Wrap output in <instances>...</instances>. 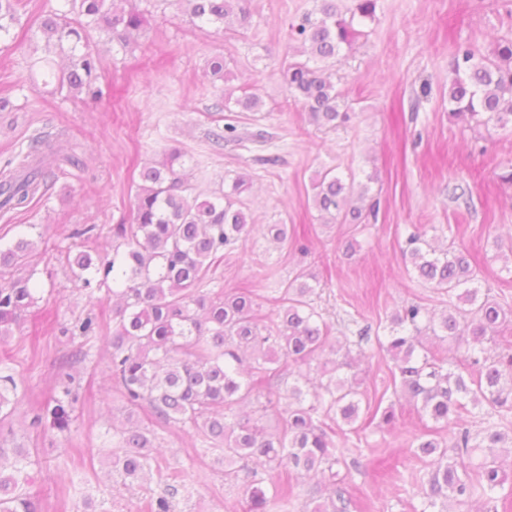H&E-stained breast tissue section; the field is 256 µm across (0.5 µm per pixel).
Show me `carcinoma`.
<instances>
[{
	"mask_svg": "<svg viewBox=\"0 0 512 512\" xmlns=\"http://www.w3.org/2000/svg\"><path fill=\"white\" fill-rule=\"evenodd\" d=\"M66 12L50 11L39 21L43 55L30 60L29 80L98 102L111 95L101 81L104 62L94 47L93 33H104L121 48L133 33L145 28L147 11L131 0H67ZM193 24L216 29L246 28L248 0H183ZM313 13L291 24L290 39L306 47L307 57L287 56L280 64L288 92L302 103L318 125L336 126L350 119L339 110L341 94L323 77L318 63L352 47L365 36L355 18H371L376 0H353L344 14L341 0H314ZM25 0H0V41L10 35ZM66 55L65 70H55L53 54ZM448 118L486 129L512 127V40L498 44L488 55L468 44L457 46L451 62ZM262 100L247 91L235 97L224 93L215 108L233 112L240 107L256 112ZM59 158L78 167L82 161L63 152L49 137L31 141L16 170L0 172V211L28 204L47 188L46 160ZM134 197L133 223L112 225V252L95 247L65 256L78 290L105 292L112 300V379L128 420L150 412L155 426L189 427L220 452L226 476L246 474L243 494L248 512H286L288 485L273 481L283 470L307 477L330 471L333 496L312 512H349L350 499L336 482L333 467L342 450L329 433L360 418L361 382L354 373L350 350L330 343L332 326L313 306L312 274L301 272L279 297L275 317L264 320L254 293L242 288L232 296L206 288L209 274L251 232L241 195L251 187L245 174L232 178L230 191L201 197L185 181L182 154L164 153L161 161L142 168ZM312 205L329 216L328 222L365 224L376 219L378 202L363 204L369 187L348 181L328 169L317 175ZM36 246L25 236L0 246V342L13 335L24 313L35 303ZM405 266L436 290L448 294L449 309L437 314L420 303L392 315L387 336L379 346L387 352L400 377L399 394L417 413L448 431V444L432 435L416 438L415 455L428 467L422 512H451L477 496L492 497L508 474L497 463L494 449L508 436L494 427L472 436L461 427L468 406L502 407L512 401V344L504 353L484 356L483 343L498 331L503 308L482 291L471 255L452 246L437 250L427 231L409 234L402 249ZM24 274L19 275L17 271ZM63 334L86 341L105 335L92 313L63 326ZM467 346L470 368L455 358L439 356L422 342V335ZM283 360L299 368L286 388L288 404L267 400L263 411L277 420L270 430L258 420L242 417L239 406L251 401L258 388L272 389L277 376L272 364ZM20 381L0 365V425L15 411L13 396ZM80 400L74 378L66 375L60 393L32 413L30 426L46 424L70 430ZM107 460L125 478L135 481L152 469V432L139 425L114 433L103 443ZM481 453L478 463L473 455ZM30 452L14 449L9 472L0 465V512H36L29 493L32 484ZM147 507V512H172L171 499L179 489Z\"/></svg>",
	"mask_w": 512,
	"mask_h": 512,
	"instance_id": "carcinoma-1",
	"label": "carcinoma"
}]
</instances>
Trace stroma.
I'll return each instance as SVG.
<instances>
[{
    "label": "stroma",
    "instance_id": "stroma-1",
    "mask_svg": "<svg viewBox=\"0 0 512 512\" xmlns=\"http://www.w3.org/2000/svg\"><path fill=\"white\" fill-rule=\"evenodd\" d=\"M149 24L127 48L96 40L105 59L111 98L95 104L26 83V59L36 42L38 20L62 0H30L10 41L0 44V167L19 161L31 139L67 140L82 167L54 170L45 194L24 208L0 211V243L24 235L35 242L40 264L38 300L19 329L0 343L22 387L8 426L5 448L29 449L34 464L30 488L41 512H146L163 494L157 474L130 482L104 459L101 437L126 411L109 379L111 347L105 338L86 344L85 361L68 365L77 343L61 332L71 318L94 313L112 320V306L73 290L63 250H77L72 231L83 224L111 227L132 221L141 168L179 149L197 192L229 189L239 173L252 189L244 208L258 229L223 263L208 283L213 291H254L262 316L277 308L279 290L298 273L317 278V309L336 336L367 331L359 376L363 405H389L397 373L379 353L376 334L402 305L445 309V296L407 270L401 250L414 226L465 247L482 288L506 313L503 336L512 338V185L501 174L512 167V133L488 131L448 118L449 63L457 45L490 54L512 38V0H376L362 20L367 36L342 49L329 72L350 114L331 128L312 123L294 102L279 74L289 50V26L311 12L313 0H251L247 29L196 27L177 0H135ZM223 56L225 80L211 81L208 60ZM257 94L258 112H219L225 91ZM236 128L234 140L215 149L211 130ZM262 140H255V133ZM370 185L379 203L366 224H325L308 205L319 172ZM265 224L296 225L299 242L276 245ZM72 370L82 400L70 434L32 428L30 413L54 393L59 372ZM393 429L375 425L337 431L344 450L338 466L348 496L360 512H420L427 466L414 454L416 437L432 422L410 405L397 407ZM192 433H160L157 461L185 469L189 489L178 494L176 512H244L239 482L228 480L214 456L197 455Z\"/></svg>",
    "mask_w": 512,
    "mask_h": 512
}]
</instances>
